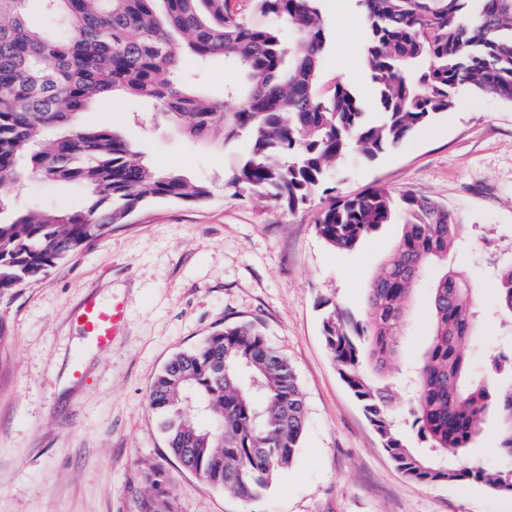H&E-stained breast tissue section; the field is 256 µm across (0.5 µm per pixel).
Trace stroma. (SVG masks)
Segmentation results:
<instances>
[{
    "mask_svg": "<svg viewBox=\"0 0 512 512\" xmlns=\"http://www.w3.org/2000/svg\"><path fill=\"white\" fill-rule=\"evenodd\" d=\"M319 9L331 36L324 75L372 102L361 63L364 21L333 0H320ZM180 79L220 99L241 74L220 60L188 59ZM85 119L121 130L153 165L210 182L214 195L202 204L147 203L41 281L0 298V512H137L143 474L155 465L172 479L177 512H512V494L482 483L427 484L400 472L326 349L324 312L363 321L367 289L393 253L400 224L337 250L315 227L325 195L293 211L234 196L228 182L244 139L188 138L154 102L122 95L96 103ZM330 183L339 196L373 185L411 192L464 224L448 262L480 291L472 368L493 390L511 380L485 368L489 355L512 348V321L493 312L496 270L512 263V102L460 89L452 112L375 159L349 157ZM11 196L24 211L85 203L82 189L37 180ZM432 280L425 275L412 291L391 364L369 374L391 387L400 415L431 329ZM91 293L126 305L124 334L105 352L69 320ZM245 323L288 358L307 405L291 465L251 502L170 456L148 400L172 355Z\"/></svg>",
    "mask_w": 512,
    "mask_h": 512,
    "instance_id": "stroma-1",
    "label": "stroma"
}]
</instances>
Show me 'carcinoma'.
Returning a JSON list of instances; mask_svg holds the SVG:
<instances>
[{"label":"carcinoma","instance_id":"carcinoma-1","mask_svg":"<svg viewBox=\"0 0 512 512\" xmlns=\"http://www.w3.org/2000/svg\"><path fill=\"white\" fill-rule=\"evenodd\" d=\"M31 0H0V298L42 279L112 232L145 201L204 203L205 182L153 168L120 131L86 125L95 100L121 91L153 100L213 142L248 137L234 161V195H257L293 211L328 192L336 165L354 153L373 159L456 106L468 88L512 102V0H358L366 38L362 62L374 86L378 119L341 80H324L329 34L318 0H37L51 27L27 23ZM294 38L285 42L281 29ZM222 59L242 82L225 89L232 112L179 83L182 60ZM38 178L88 191L80 212L14 213L9 191ZM402 214L398 245L368 289L364 325L325 313L323 337L339 373L361 402L397 468L424 483L480 482L512 494V467L487 470L469 457L491 398L501 410L499 450L512 458V384L490 393L470 374L463 343L474 329L475 289L448 253L462 225L437 203L406 193L395 201L373 186L332 196L315 221L331 247L349 250ZM432 332L409 408L425 442L405 441L392 393L372 385L396 352L407 299L429 266ZM497 307L512 315V264L496 283ZM168 451L207 484L249 502L293 461L306 405L288 362L253 325L226 327L172 357L149 391ZM151 493L139 512H174L170 476L144 474Z\"/></svg>","mask_w":512,"mask_h":512}]
</instances>
